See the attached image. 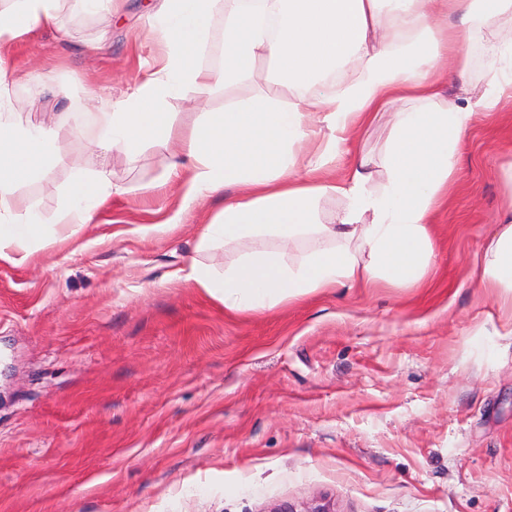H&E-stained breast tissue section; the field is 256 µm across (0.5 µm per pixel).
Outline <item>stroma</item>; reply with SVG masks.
Masks as SVG:
<instances>
[{
  "mask_svg": "<svg viewBox=\"0 0 512 512\" xmlns=\"http://www.w3.org/2000/svg\"><path fill=\"white\" fill-rule=\"evenodd\" d=\"M158 0L89 14L63 0L58 28L6 45L60 141L93 140L87 92L131 93L157 52ZM220 91L169 99L190 134ZM394 124L356 131L380 166ZM170 149L110 158L127 192L40 261L0 260V512H512V335L475 261L512 187V102L462 146L425 288L336 289L243 314L173 273L234 249H197L223 196L184 206ZM92 150L73 152L20 196L57 220Z\"/></svg>",
  "mask_w": 512,
  "mask_h": 512,
  "instance_id": "1",
  "label": "stroma"
}]
</instances>
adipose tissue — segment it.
<instances>
[{"mask_svg": "<svg viewBox=\"0 0 512 512\" xmlns=\"http://www.w3.org/2000/svg\"><path fill=\"white\" fill-rule=\"evenodd\" d=\"M61 0H9L0 40L58 24ZM224 15L223 62L200 65L216 13ZM512 0H161L150 28L160 67L127 97L88 96L95 146L105 159L136 156L149 143L174 146L171 174L186 204L223 195L224 206L200 232V246H243L224 268L192 261L185 281L225 311L243 313L302 301L339 288H414L426 283L435 256L436 217L448 199L460 145L479 113L512 99V37L500 16ZM488 42L502 62L490 88L469 86L464 42ZM449 60V70L439 68ZM267 61L288 100L257 78ZM356 71H349L350 63ZM15 76L0 65V260H39L73 241L117 193L107 164L76 173L58 220L46 223L18 194L44 177L81 139L61 144L33 121L36 100L15 103ZM457 88L448 103L447 85ZM223 87V111L209 112L191 135L179 133L166 103L191 88ZM395 122L375 178L359 161L332 175L355 130L378 113ZM342 208L324 221L322 200ZM483 287L512 309V203L478 269Z\"/></svg>", "mask_w": 512, "mask_h": 512, "instance_id": "obj_1", "label": "adipose tissue"}]
</instances>
